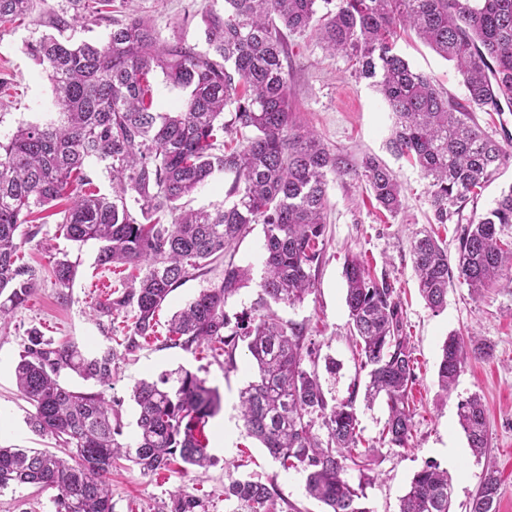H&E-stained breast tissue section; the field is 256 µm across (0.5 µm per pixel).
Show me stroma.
I'll list each match as a JSON object with an SVG mask.
<instances>
[{"instance_id":"stroma-1","label":"stroma","mask_w":512,"mask_h":512,"mask_svg":"<svg viewBox=\"0 0 512 512\" xmlns=\"http://www.w3.org/2000/svg\"><path fill=\"white\" fill-rule=\"evenodd\" d=\"M224 0H137L139 15L150 21L163 38L182 39L205 50L201 13L223 9ZM41 29L24 19L0 28V134L20 123L44 119L53 111L52 84L46 72L25 50L27 41ZM398 53L417 71L431 77L449 94L465 95L462 79L452 63L436 54L414 33L397 40ZM288 71L293 103L305 126L331 149L362 158L383 160L398 176L404 192L403 207L396 215L380 211L364 183L347 176H330L325 251L316 271L314 288L301 304L277 305L286 322L304 325L305 344L312 350L306 369L317 371L328 403L354 399L363 438L375 449L367 472L365 507L369 512H399L400 499L413 475L426 464L447 470L452 479V512H466L477 490L487 461H494L503 480L497 512H512V295L490 288L471 295L466 285L452 282L447 305L433 312L421 298L410 257V241L416 231L428 227L432 212L427 182L417 168L389 147L392 118L386 103L371 82L355 77L344 58L326 54L310 38H288ZM58 218L52 210L36 216L37 233L20 249L22 262L32 266L37 286L28 301L0 324V445L50 449V437L33 433L26 423L30 410L16 388L14 369L27 333L39 329L53 342L76 341L92 352L111 348L112 387L107 395L119 415L121 443L135 440L137 416L132 399L134 385L161 373L185 368L218 387L221 409L210 419L206 433L214 465L202 475L184 472L181 463L153 475L142 474L132 462L112 470L114 512H169L174 495L181 492L199 498V512H246L224 490L238 479H252L273 488L280 512L296 506L299 512H324L320 502L308 498L302 473L284 470L265 448L250 437L237 408L238 392L252 380L245 345L233 356L211 357L208 352L183 349L166 340L172 314L224 276L223 264H213L175 288L158 313L157 333L130 343L129 312L105 315L99 305L120 297L137 271L132 267L104 268L96 263L98 245H77L56 234ZM264 233L259 224L224 254L225 262L249 268L250 278L229 299V317L258 315L263 276ZM362 255L376 275L386 276L401 291L405 330L417 361L413 396L414 428L407 448H392L382 440L387 418L382 402L366 405L367 375L361 371L350 342L345 304L343 265L348 255ZM68 257L77 266L70 288L54 282L52 266ZM473 336L488 343L491 357L469 362L450 396L437 384L441 348L449 334ZM336 362L327 371V362ZM479 394L487 415L489 443L484 457L468 446L457 416V403ZM456 449L459 467L448 465L449 449Z\"/></svg>"}]
</instances>
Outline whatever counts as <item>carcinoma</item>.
Instances as JSON below:
<instances>
[{
  "instance_id": "1",
  "label": "carcinoma",
  "mask_w": 512,
  "mask_h": 512,
  "mask_svg": "<svg viewBox=\"0 0 512 512\" xmlns=\"http://www.w3.org/2000/svg\"><path fill=\"white\" fill-rule=\"evenodd\" d=\"M110 5L0 0V27L36 12V25L50 28L27 42L26 51L48 73L58 109L55 118L22 123L0 136V320L36 287L35 270L19 262L23 238L31 236L24 225L68 187L74 197L58 212L60 235L97 241L100 266L144 267L121 297L100 304L109 316L132 307L133 334L143 338L154 334L157 313L174 288L218 260L251 224L263 225V295L277 304L302 303L324 252L331 175L365 182L378 205L396 215L403 197L393 170L376 157L358 164L301 124L284 64L290 34L342 56L352 74L371 81L394 117L392 150L427 180L432 223L460 225L454 272L433 233L421 231L411 242L428 308L445 307L454 279L478 296L493 285L512 293V186L462 224L465 206L512 162V152L475 116H499L502 103H512V0H224L223 12L202 15L204 52L165 40L135 10L110 19L101 43L65 35L105 19L102 8ZM408 29L455 63L464 98L442 93L396 52L397 37ZM158 70L168 85L187 92L175 112L155 111ZM90 164L109 174V193L89 189ZM219 172L232 176L231 205L185 209L183 199ZM52 273L68 288L76 268L62 258ZM343 277L351 336L368 375L367 402L383 398L382 438L406 448L414 427L415 361L399 294L386 278L372 276L358 254L345 260ZM247 279L248 270L228 263L219 284L173 314L169 340L185 349L204 345L212 357L230 359L238 340H247L258 370L239 393L248 433L284 469L304 473L306 494L326 512H369L360 504L363 483L347 478L351 466L365 474L371 455L353 399L328 403L317 373L304 367L311 349L303 326L281 321L268 305L263 314L231 322L225 306ZM491 353L485 342L449 334L437 372L441 390H452L467 359ZM112 361L110 349L88 353L73 340L54 344L36 329L28 333L15 368L18 390L33 408L27 424L67 453L0 446V492L32 485L55 491V512H112L105 475L122 457L145 475L166 469L176 456L190 468L211 465L205 428L221 408L218 388L184 369L140 381L133 388L137 438L124 445L105 393L75 391L61 380L69 372L109 388ZM457 414L469 448L484 455L488 432L480 396L459 401ZM317 419L324 440L313 432ZM501 490L489 462L469 512H496ZM451 494L448 473L428 465L411 479L400 512H451ZM226 495L248 512H279L274 491L258 481L235 480ZM199 506L180 493L170 512Z\"/></svg>"
}]
</instances>
